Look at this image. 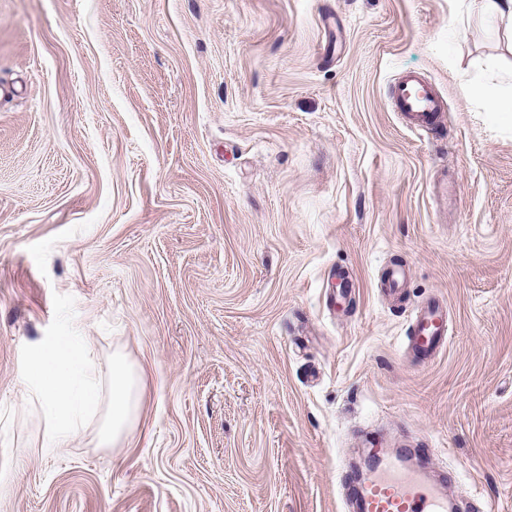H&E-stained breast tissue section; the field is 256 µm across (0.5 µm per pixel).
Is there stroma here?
<instances>
[{
	"mask_svg": "<svg viewBox=\"0 0 512 512\" xmlns=\"http://www.w3.org/2000/svg\"><path fill=\"white\" fill-rule=\"evenodd\" d=\"M408 71L447 102L423 133ZM0 85V512H349L361 429L512 512V118L485 110L511 27L476 0H0ZM57 293L99 373L143 376L118 447L46 449L24 403ZM392 98L410 127L417 131L427 130L445 112V103L432 84L418 75H404L392 85ZM408 357L427 368L448 345V321L445 304L435 298L416 307L410 317Z\"/></svg>",
	"mask_w": 512,
	"mask_h": 512,
	"instance_id": "stroma-1",
	"label": "stroma"
}]
</instances>
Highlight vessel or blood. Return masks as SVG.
Here are the masks:
<instances>
[{"label": "vessel or blood", "instance_id": "1", "mask_svg": "<svg viewBox=\"0 0 512 512\" xmlns=\"http://www.w3.org/2000/svg\"><path fill=\"white\" fill-rule=\"evenodd\" d=\"M392 98L410 127L427 130L445 110L432 84L417 75H405L392 85ZM448 345L445 304L435 298L416 307L410 317L408 356L419 367L430 366ZM404 456L376 449L362 479L344 477L348 499L359 512H448L446 477L421 476L403 465Z\"/></svg>", "mask_w": 512, "mask_h": 512}]
</instances>
